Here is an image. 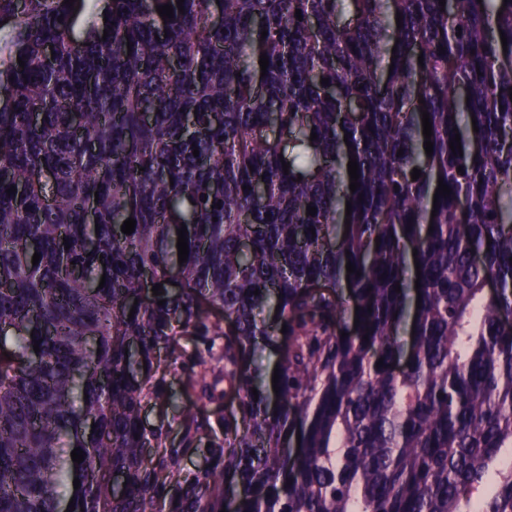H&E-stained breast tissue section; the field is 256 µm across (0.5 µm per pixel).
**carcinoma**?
Segmentation results:
<instances>
[{"instance_id": "obj_1", "label": "carcinoma", "mask_w": 512, "mask_h": 512, "mask_svg": "<svg viewBox=\"0 0 512 512\" xmlns=\"http://www.w3.org/2000/svg\"><path fill=\"white\" fill-rule=\"evenodd\" d=\"M183 6L0 0V512H512V0ZM195 398V392L187 384L186 378L179 369L176 371L172 389V404L176 412L181 413L183 409L190 407Z\"/></svg>"}]
</instances>
